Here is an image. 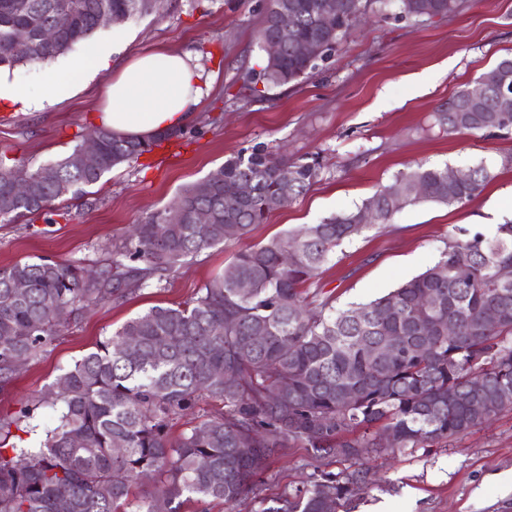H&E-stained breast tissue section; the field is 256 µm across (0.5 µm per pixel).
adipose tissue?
I'll use <instances>...</instances> for the list:
<instances>
[{
  "instance_id": "ef3b65f1",
  "label": "adipose tissue",
  "mask_w": 512,
  "mask_h": 512,
  "mask_svg": "<svg viewBox=\"0 0 512 512\" xmlns=\"http://www.w3.org/2000/svg\"><path fill=\"white\" fill-rule=\"evenodd\" d=\"M112 43L89 39L84 55L63 69L42 76L44 91L34 97L8 79L0 78V102L26 109L53 104L74 88L75 76L108 68ZM213 76L207 74L199 53L148 52L117 70L105 89V103L94 113L96 126L137 139L184 128L208 94Z\"/></svg>"
}]
</instances>
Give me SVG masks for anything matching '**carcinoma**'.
Instances as JSON below:
<instances>
[{"label":"carcinoma","instance_id":"obj_1","mask_svg":"<svg viewBox=\"0 0 512 512\" xmlns=\"http://www.w3.org/2000/svg\"><path fill=\"white\" fill-rule=\"evenodd\" d=\"M323 2L270 0L259 39H277L282 50L266 57L260 70L245 73L250 96L261 98L263 90L317 69L319 63L298 46L319 42L332 55L378 0H340L329 31L316 23ZM397 2L400 18L445 16L458 7V0ZM152 11L151 0H0V66L40 65L64 55L100 29L104 12L119 24ZM283 11L295 17L286 35L278 27ZM62 13L68 26L44 42L42 31ZM18 28L33 41L29 56L10 50ZM478 80L485 84L483 97L474 103L468 89L460 90L438 109L440 125L450 134L512 131V112L496 107L502 94L512 95V58ZM88 134L101 144L94 170L76 164L79 145L37 168L0 157L1 224L27 215L52 222V201L86 193L104 174L172 137L139 140L98 126ZM320 167L317 156L290 163L256 147L208 175L215 182L210 194H200L198 182L188 185L172 205L134 225L92 279L75 262L40 259L0 268V378L11 375L16 360L36 356L52 341L58 306L78 315L161 284L186 258L243 240L271 212L304 194ZM47 168L54 172L49 180L41 177ZM23 169L31 190L18 197L11 175ZM467 171V180L450 183L446 168L410 166L395 179L398 200L384 186L354 210L241 249L194 300L155 307L125 323L58 376L56 424L43 436L33 438V420L44 399L26 401L12 417L0 418V512H57L60 501L68 502L69 512H180L193 499L231 509L249 493L259 512H336L341 500L361 489V471L317 469L306 485L267 499L258 483L267 458L298 447L316 461H356L378 450L380 437L390 431L401 451L459 438L511 409L512 279L499 277L502 267L512 266L511 220L488 233L458 230L423 273L369 303L337 312L327 298L313 310L304 305L306 285L319 277L336 246L366 228L363 211L387 220L408 205H463L493 179L484 163ZM244 181L251 193L243 199L237 188ZM202 210L212 224L197 222ZM458 266L470 269L468 279L456 278ZM20 279L27 282L22 298L14 288ZM242 280L251 283L244 294L237 288ZM491 305L501 310L494 325L481 322ZM449 320L458 326L454 336L441 330ZM284 379L286 395L271 400L269 393ZM478 383L482 394L469 407L467 397ZM348 390L357 391L359 400L344 403L340 394ZM204 395L221 408L171 439L173 420ZM155 479L161 483L156 494L131 498L134 484Z\"/></svg>","mask_w":512,"mask_h":512}]
</instances>
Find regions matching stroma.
Instances as JSON below:
<instances>
[{
	"label": "stroma",
	"mask_w": 512,
	"mask_h": 512,
	"mask_svg": "<svg viewBox=\"0 0 512 512\" xmlns=\"http://www.w3.org/2000/svg\"><path fill=\"white\" fill-rule=\"evenodd\" d=\"M269 0H163L158 11L98 30L119 48L120 65L166 48L203 54L217 74L183 137L106 174L87 200L51 205L53 223L27 216L0 224V267L44 257L88 267L110 262L130 225L145 220L184 186L202 181L227 159L256 145L297 160L319 156L318 177L303 195L253 226L243 246L263 245L303 224L360 206L410 164L464 169L485 163L493 179L472 201L419 204L345 241L316 283L338 310L374 300L433 264L448 236L477 230V215L512 192V133L448 134L439 106L499 60L512 57V0H461L458 12L398 19L389 0L369 22L350 28L336 52L310 77L247 97L242 75L263 57L258 31ZM112 78L102 70L78 77L68 96L19 111L0 104V154L29 167L58 160L80 142ZM218 246L187 259L162 283L136 290L120 305H102L63 322L45 352L23 361L0 384V417L43 396L63 369L95 351L127 321L155 307L196 298L234 257ZM316 467L301 448H284L260 477L272 499L305 483ZM368 486L338 512H512V410L453 440L359 461Z\"/></svg>",
	"instance_id": "35a3bbf8"
}]
</instances>
